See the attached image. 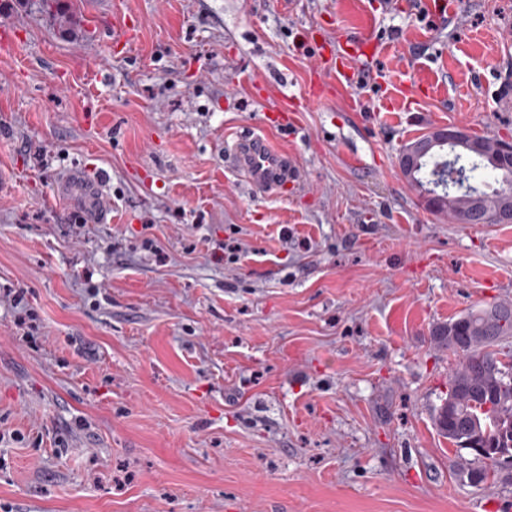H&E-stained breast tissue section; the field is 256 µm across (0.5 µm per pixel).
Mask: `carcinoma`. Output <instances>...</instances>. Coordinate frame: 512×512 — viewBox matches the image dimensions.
Listing matches in <instances>:
<instances>
[{
    "label": "carcinoma",
    "mask_w": 512,
    "mask_h": 512,
    "mask_svg": "<svg viewBox=\"0 0 512 512\" xmlns=\"http://www.w3.org/2000/svg\"><path fill=\"white\" fill-rule=\"evenodd\" d=\"M37 5L49 16L68 18L62 0H37ZM505 144L502 138L474 134L470 153L456 154L454 163L464 171L465 180L477 181ZM424 202L429 210L463 223L474 213L477 224H499L512 206V194L503 188L488 193L472 187L459 195H426ZM432 337L458 356L448 376V393L435 409V424L457 449L484 450L481 459L490 465L465 466L458 473L474 483H486L501 463L497 449L512 448V350L506 348L512 341V305L492 303L470 310L436 326Z\"/></svg>",
    "instance_id": "obj_1"
}]
</instances>
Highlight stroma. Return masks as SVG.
Instances as JSON below:
<instances>
[{
    "label": "stroma",
    "mask_w": 512,
    "mask_h": 512,
    "mask_svg": "<svg viewBox=\"0 0 512 512\" xmlns=\"http://www.w3.org/2000/svg\"><path fill=\"white\" fill-rule=\"evenodd\" d=\"M68 2L72 34L0 0V289L36 326L0 301V512H512V465L456 473L431 336L512 303V224L431 212L399 167L437 127L512 140V0ZM346 34L397 52L305 101ZM262 82L297 121L282 197L228 169ZM100 176L108 216L72 231Z\"/></svg>",
    "instance_id": "1"
}]
</instances>
